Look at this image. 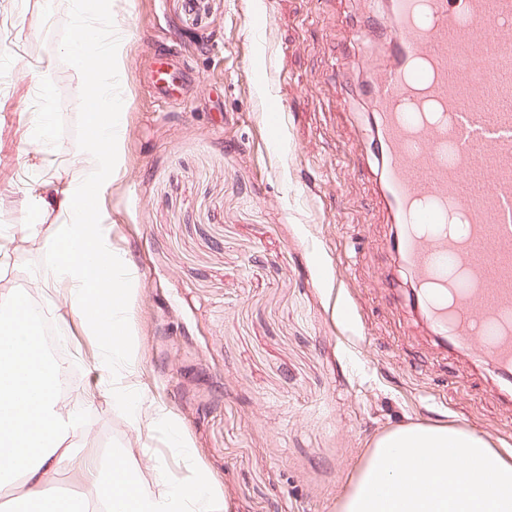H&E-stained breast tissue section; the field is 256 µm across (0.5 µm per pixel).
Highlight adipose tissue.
<instances>
[{
  "instance_id": "obj_1",
  "label": "adipose tissue",
  "mask_w": 512,
  "mask_h": 512,
  "mask_svg": "<svg viewBox=\"0 0 512 512\" xmlns=\"http://www.w3.org/2000/svg\"><path fill=\"white\" fill-rule=\"evenodd\" d=\"M68 6V52L94 134L84 143L77 175L36 208L37 215L53 211L60 219L44 235L51 263L40 283L55 289L95 338L100 385L128 423L139 432L165 430L170 446L182 448L175 417L148 405L133 387L139 370L134 276L112 244L111 225L83 205L87 189L104 194L120 172L112 80L125 67V43L112 31L107 0H68ZM39 335L29 296L0 293V488L22 484L16 512H89L87 501L55 489L59 475L73 469L86 472L104 512H225L220 489L205 474L179 478L158 465L150 488L133 465L132 449H113L101 463L81 457L78 439L89 403L60 396L67 366L44 351ZM340 512H512V459L465 428L403 425L366 452Z\"/></svg>"
}]
</instances>
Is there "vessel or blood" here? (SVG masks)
<instances>
[{"label": "vessel or blood", "instance_id": "obj_1", "mask_svg": "<svg viewBox=\"0 0 512 512\" xmlns=\"http://www.w3.org/2000/svg\"><path fill=\"white\" fill-rule=\"evenodd\" d=\"M357 40L381 44L367 61L370 151L379 191L398 227L389 248L414 278L413 303L449 349H479L512 399V0H378ZM477 53L484 77L453 67ZM145 77L161 99L183 102L176 52ZM466 212L449 233V202Z\"/></svg>", "mask_w": 512, "mask_h": 512}]
</instances>
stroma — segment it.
<instances>
[{
    "instance_id": "stroma-1",
    "label": "stroma",
    "mask_w": 512,
    "mask_h": 512,
    "mask_svg": "<svg viewBox=\"0 0 512 512\" xmlns=\"http://www.w3.org/2000/svg\"><path fill=\"white\" fill-rule=\"evenodd\" d=\"M368 0H112L126 40L114 94L119 179L103 197L134 279L136 386L176 415L184 460L165 431L135 432L98 393L96 342L55 319L40 288L42 233L0 256V292L31 290L62 337L68 397H92L82 451L118 446L179 476L206 473L228 512H337L371 441L443 421L512 455V404L492 396L479 350L439 346L406 308V275L376 164L362 152L369 108H344L361 77L353 25ZM269 14L267 32L251 29ZM66 0H0V225L29 223L27 200L78 171L85 106L68 53ZM178 46L194 67L190 108L157 101L140 79ZM267 71L255 80L256 53ZM285 105L271 130L265 101ZM50 113L58 155L27 153L31 117Z\"/></svg>"
}]
</instances>
